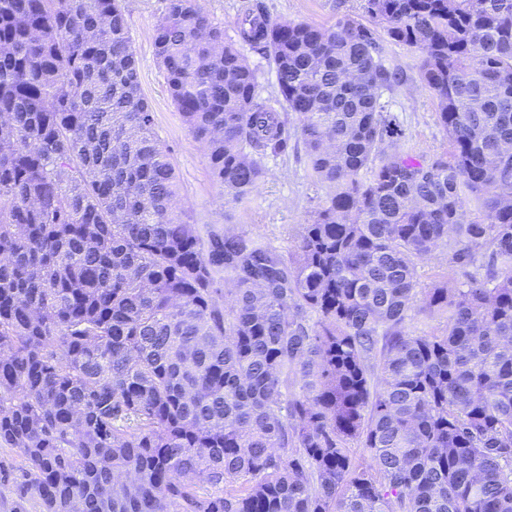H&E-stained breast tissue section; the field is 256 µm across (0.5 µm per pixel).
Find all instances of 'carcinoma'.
Listing matches in <instances>:
<instances>
[{"label": "carcinoma", "mask_w": 512, "mask_h": 512, "mask_svg": "<svg viewBox=\"0 0 512 512\" xmlns=\"http://www.w3.org/2000/svg\"><path fill=\"white\" fill-rule=\"evenodd\" d=\"M420 52L448 156L394 143L377 30L248 8L264 97L200 0L156 57L224 203L328 188L280 252L202 237L123 0H0V480L12 512H512V0H363ZM479 205L470 219L466 199ZM446 254L485 274L422 286ZM437 331L408 329L412 315ZM365 448L363 466L350 445Z\"/></svg>", "instance_id": "1"}]
</instances>
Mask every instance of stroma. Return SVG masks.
<instances>
[{
	"instance_id": "1",
	"label": "stroma",
	"mask_w": 512,
	"mask_h": 512,
	"mask_svg": "<svg viewBox=\"0 0 512 512\" xmlns=\"http://www.w3.org/2000/svg\"><path fill=\"white\" fill-rule=\"evenodd\" d=\"M212 19L224 25L225 40L238 43L256 72L262 94L277 86L276 73L263 50L241 42L239 22L248 0H201ZM274 19L302 21L329 27L346 13H360L362 0H262ZM133 48L139 61L142 92L154 112L155 132L176 167L179 193L201 230L225 226L258 235L278 250H289L300 224L324 198L325 187L307 168L298 123L289 120L287 156L266 161L269 173L250 200L223 205L222 189L213 179L207 157L192 137L171 100L154 47V27L165 10V0H125ZM383 62L399 71L403 82L384 94L388 110L403 131L399 145L417 156L432 158L447 152L448 136L438 122L436 104L419 80L420 55L413 49L384 42Z\"/></svg>"
}]
</instances>
